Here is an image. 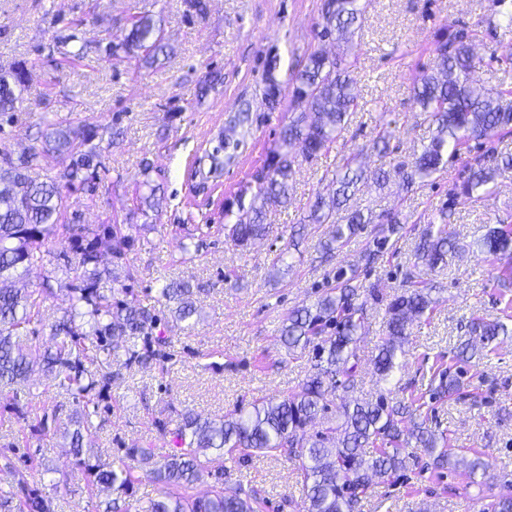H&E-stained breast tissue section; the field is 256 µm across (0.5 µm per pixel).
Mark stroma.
I'll list each match as a JSON object with an SVG mask.
<instances>
[{
  "mask_svg": "<svg viewBox=\"0 0 512 512\" xmlns=\"http://www.w3.org/2000/svg\"><path fill=\"white\" fill-rule=\"evenodd\" d=\"M323 3L208 0L207 15L198 18L189 14L186 0H0V65L24 61L32 67L23 92L27 109L5 145L16 152L29 147L45 114H71L98 128L108 171L96 195L73 193L70 205L81 223L116 224L138 240L125 260L134 281L121 277L111 288L117 293L131 286L143 305L159 313L161 333L172 341L171 360L123 367L113 377L111 410L94 459L116 461L128 448L149 444L168 452L155 423L176 428L184 409L221 417L298 390L312 372L311 354L288 351L280 329L295 308L317 301L338 267L356 269L360 282L377 284L384 294L383 301L368 302L356 337L358 399L428 396L433 373L456 367L454 351L470 318L492 321L512 308V277L501 279L499 262L481 246L489 228L512 231V170L498 178L491 200L449 198L473 151H462L425 185L408 191L393 182L361 185L356 200L364 212H391L407 221L402 237L391 238L387 258L373 267L363 261L368 231L328 259L321 244L331 225L303 222L315 198L330 192L341 158L358 154L371 172L412 161L429 143L433 126L413 111L411 87L433 67L442 33L473 31L475 53L499 57L475 72L477 85L512 88V32H487L491 14L499 8L511 12L512 0L500 7L493 0H361L362 26L342 50L320 36ZM138 14L160 20L174 48L171 58L142 68L135 58L108 63L95 51L81 60L46 53L62 27H71L77 41L99 40L121 35ZM315 50L331 57L344 51L359 110L327 152L295 165L291 200L268 212L265 236L239 246L229 227L249 209L257 172L278 146L282 127L299 113L287 95L276 109L265 105L267 64L276 60L275 75L286 82L295 64ZM212 72L221 81L211 88L205 80ZM242 112L249 121L240 125L236 117ZM383 123L394 133L384 157L371 148ZM148 180L165 198L161 210L143 202ZM446 206L448 231L463 253L445 267L422 270L434 287L436 309L430 319L410 325L399 369L382 378L375 357L386 334L387 302L401 292L422 230ZM172 278L199 288L194 328L174 320L156 300L160 283ZM462 381L465 398L434 403L433 425L448 434L451 447L480 456L484 470L472 479L461 468L439 470L415 448L406 469L374 481L355 512H483L496 497L512 494V336L499 338L489 357L467 365ZM17 400L32 416L54 405L72 406L36 374L19 387ZM36 459L43 468L33 467ZM209 467L222 471L225 493L256 495L263 512H305L293 461L255 453L238 463L224 457ZM19 470L56 497L58 512H97L100 497L88 491L87 473L74 464L61 435L32 437L13 411L0 407V486H10Z\"/></svg>",
  "mask_w": 512,
  "mask_h": 512,
  "instance_id": "35a3bbf8",
  "label": "stroma"
}]
</instances>
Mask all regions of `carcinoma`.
Masks as SVG:
<instances>
[{
    "label": "carcinoma",
    "mask_w": 512,
    "mask_h": 512,
    "mask_svg": "<svg viewBox=\"0 0 512 512\" xmlns=\"http://www.w3.org/2000/svg\"><path fill=\"white\" fill-rule=\"evenodd\" d=\"M363 9L360 0H324L321 37H335L347 44L360 28ZM75 36L59 34L56 49L65 56L79 57L86 45L68 49ZM99 53L110 59L124 53L153 66L159 55L169 54L160 25L150 15L131 21L121 37L107 45L96 42ZM498 60L496 51L486 58L472 51L471 37L459 31L448 34L436 48L431 72H425L413 85L412 100L419 111L428 114L435 132L412 162H399L390 169L379 168L367 174L356 164L357 156L343 159L336 172L335 188L320 196L311 207L309 220L314 224H335L331 241L323 245L324 254L333 253V243L345 234H354L364 225L379 223L368 242L364 257L376 264L384 259L391 237L402 229L396 216H366L347 204L358 185L371 178L380 187L392 180L410 186L425 182L442 171L448 157L457 155L472 140L480 142L484 153L473 157L467 177L454 186L452 196L489 198L495 192L497 176L512 169V155L497 151L495 142L512 136V89L478 88L472 75L484 64ZM345 60L329 59L321 50L311 52L292 71L293 102L302 108L296 119L282 128L280 147L271 152L256 175L257 192L250 214L239 218L232 227L236 242L244 246L263 236L267 211L288 203L289 180L295 160L309 161L341 137L352 115L358 111L354 80ZM276 61L267 69L264 98L274 106L282 98V85L274 75ZM29 80L25 63L18 62L0 73V132L17 122L23 109L22 90ZM99 130L75 124L72 117L44 123L37 143L16 156L0 145V396L10 401L5 391L27 382L38 371L50 388L65 392L73 409L64 422L63 435L75 459L86 469L92 490L111 491L115 497L104 501L102 512H130L126 502L136 479L137 469L149 467L146 474L166 486L158 497L147 501L138 512H262L256 498L228 495L217 487L206 499H194L186 491L210 475L200 456L210 450L217 456L253 452L275 453L298 462L309 501L307 512H354L359 494L372 478H389L406 465L405 449L422 448L433 457L435 467L443 469L450 453L443 448L445 433L429 426V415L416 420L413 405L391 403L384 395L374 400H357L343 407V421L329 422L310 434L325 411V393L338 388H354L357 352L356 335L362 326L366 302L359 300L356 273L339 268L336 285L317 302L296 309L281 328L282 343L290 350L312 349L316 372L301 384L300 390L278 401H261L243 416L232 413L216 422L185 410L173 436L181 445L162 456L156 449L129 448L126 459L114 463H89L85 458L92 448L96 429L88 404L99 401L112 386V351L114 340L126 337L142 340V346L125 350L124 364L147 365L162 358L169 337L155 336L161 318L142 305L129 288L120 294L105 292L103 281L112 278V263L104 254L120 261L134 250L136 239L125 235L116 224H82L80 215L69 210L68 198L75 191L92 194L106 171L97 141ZM448 209L440 210L437 231L426 229L414 250L413 267L430 270L446 262L455 249L448 235ZM59 243L67 257L68 276L55 271L44 276L40 287L29 290L16 287V280L34 266H42L50 246ZM486 252L499 259L512 260V233L498 228L489 230L482 240ZM433 288L411 270L405 274L403 292L390 302L387 310V338L376 356L381 376H389L397 367L407 328L413 320L434 309ZM197 291L184 281L166 280L158 288L157 301L175 304L174 316L180 321L197 314ZM64 297L68 307L50 325L53 345H34L23 351L14 341L29 332L28 326L42 320V303ZM512 330L501 321L474 319L468 324L469 338L460 345L457 359L467 362L494 350L492 343ZM464 370L438 373V385L430 399L439 401L460 395ZM59 424V411L43 414L30 425L33 434L42 436ZM376 449L375 456L363 458V450ZM56 498L32 489L24 475H19L8 490L0 489V512H57Z\"/></svg>",
    "instance_id": "carcinoma-1"
}]
</instances>
